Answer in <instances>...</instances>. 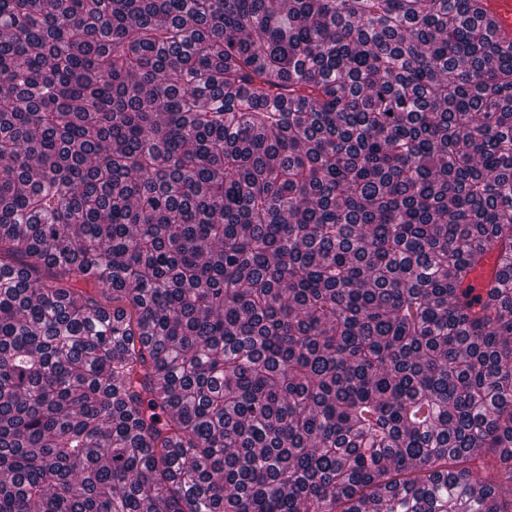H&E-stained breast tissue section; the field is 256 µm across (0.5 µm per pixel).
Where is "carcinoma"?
<instances>
[{"label":"carcinoma","instance_id":"carcinoma-1","mask_svg":"<svg viewBox=\"0 0 512 512\" xmlns=\"http://www.w3.org/2000/svg\"><path fill=\"white\" fill-rule=\"evenodd\" d=\"M2 84L0 512H512L480 0H0ZM499 253L496 250H489L482 261L471 275V282L466 284L475 288L476 293L485 290L486 285L495 278L500 267Z\"/></svg>","mask_w":512,"mask_h":512}]
</instances>
